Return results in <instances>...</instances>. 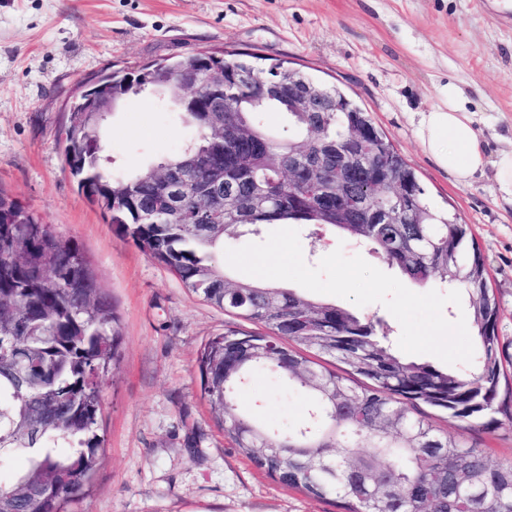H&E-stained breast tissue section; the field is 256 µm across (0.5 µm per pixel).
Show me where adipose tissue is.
I'll use <instances>...</instances> for the list:
<instances>
[{"label": "adipose tissue", "mask_w": 512, "mask_h": 512, "mask_svg": "<svg viewBox=\"0 0 512 512\" xmlns=\"http://www.w3.org/2000/svg\"><path fill=\"white\" fill-rule=\"evenodd\" d=\"M418 138L423 149L458 182H470L490 165L500 191L512 196V148L488 159L472 114L465 109L462 92L454 83L443 85L438 104L423 113Z\"/></svg>", "instance_id": "adipose-tissue-1"}]
</instances>
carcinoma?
I'll return each mask as SVG.
<instances>
[{"mask_svg":"<svg viewBox=\"0 0 512 512\" xmlns=\"http://www.w3.org/2000/svg\"><path fill=\"white\" fill-rule=\"evenodd\" d=\"M248 52L226 51L228 79L250 78ZM244 84L224 98V142L216 143L208 113L196 108L204 90L174 86L171 101L190 129L180 149L130 171L112 173L104 156L103 123L71 113L65 163L87 200L110 215L120 236L168 267L209 304L265 328L229 329L198 357L202 397L214 421L256 469L308 497L330 498L343 512H512V462L492 464L486 452L438 432L422 405L461 421L512 418V342L499 336V304L476 244L464 252L467 228L429 207L416 174L387 136L369 123L370 145L396 158L388 175L410 184L409 210L419 224H355L336 217L327 182L336 176V143L347 138L352 113L313 115L262 97ZM288 116L283 140L264 114ZM314 155L302 186L290 193L293 152ZM170 174L181 191L165 196L149 177ZM236 199V218H199V190L214 182ZM352 208L399 206L354 186ZM270 224H301L371 247L410 281L449 282L468 300L478 354L467 372L403 361L379 323L301 296L290 288L231 281L214 254L227 242L259 235ZM122 331L80 246L62 239L33 211L0 193V459L25 467L0 481V512H65L95 471L103 407L102 383L121 358ZM304 345L337 358L342 375L304 355ZM267 371L302 393L306 416L288 431L238 407L252 374Z\"/></svg>","mask_w":512,"mask_h":512,"instance_id":"cac0c4a2","label":"carcinoma"}]
</instances>
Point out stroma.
<instances>
[{
	"label": "stroma",
	"mask_w": 512,
	"mask_h": 512,
	"mask_svg": "<svg viewBox=\"0 0 512 512\" xmlns=\"http://www.w3.org/2000/svg\"><path fill=\"white\" fill-rule=\"evenodd\" d=\"M198 51L284 60L368 112L414 169L430 206L468 226L512 340V198L493 168L459 183L417 137L438 89L457 84L488 157L512 146V0H0V192L83 249L117 312V372L103 384L102 440L84 499L67 512H340L257 470L200 397L205 341L248 321L224 314L122 239L78 189L60 133L83 82ZM187 129L163 96L110 119L116 162L174 153ZM241 407L288 430L304 396L264 373ZM433 425L512 461V421L488 429L428 410Z\"/></svg>",
	"instance_id": "35a3bbf8"
}]
</instances>
